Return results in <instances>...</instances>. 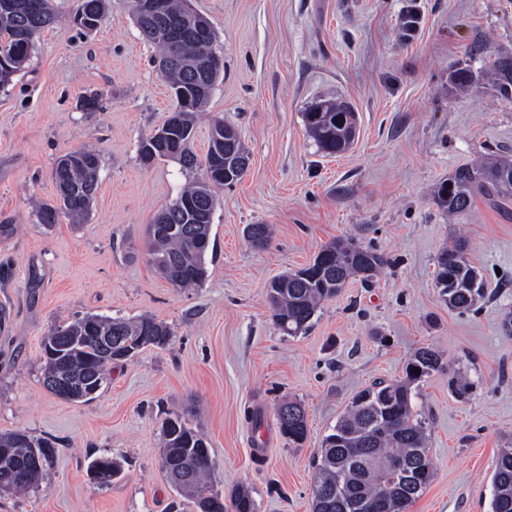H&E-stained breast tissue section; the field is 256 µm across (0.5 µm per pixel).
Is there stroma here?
Segmentation results:
<instances>
[{"label":"stroma","mask_w":512,"mask_h":512,"mask_svg":"<svg viewBox=\"0 0 512 512\" xmlns=\"http://www.w3.org/2000/svg\"><path fill=\"white\" fill-rule=\"evenodd\" d=\"M405 0H189L215 32L224 74L195 119L204 155L213 119L233 127L251 155L243 178L218 194L195 288L172 286L148 262L147 230L201 175L174 159L142 164L138 143L173 109L157 53L133 19L132 0H107L95 31L45 29L25 69L0 90V433L23 430L57 454L36 489L0 495V512H196L160 471L161 427L185 417L209 444L212 486L249 489L257 512H311L315 457L352 396L376 380H401L416 350L434 347L443 368L412 387L428 422L434 477L410 512H489L496 456L512 448V202L476 197L448 218L437 186L457 167L512 155V100L479 72L512 55V0H416L419 31L403 36ZM470 66V91L451 74ZM96 96L85 109L84 97ZM342 99L356 137L342 155L320 152L303 114ZM101 160L82 223L39 209L57 201L54 169L73 151ZM250 224L274 228L254 248ZM467 240L485 294L448 306L435 285L439 250ZM349 238L386 265L365 284L348 280L295 336L274 324L270 281ZM92 313L167 323L166 347L113 364L93 400L60 399L42 384L41 341ZM465 376L467 399L448 387ZM305 407L308 433L278 429L283 397ZM261 415L254 427L253 415ZM106 455L121 472L97 486L89 465Z\"/></svg>","instance_id":"35a3bbf8"}]
</instances>
